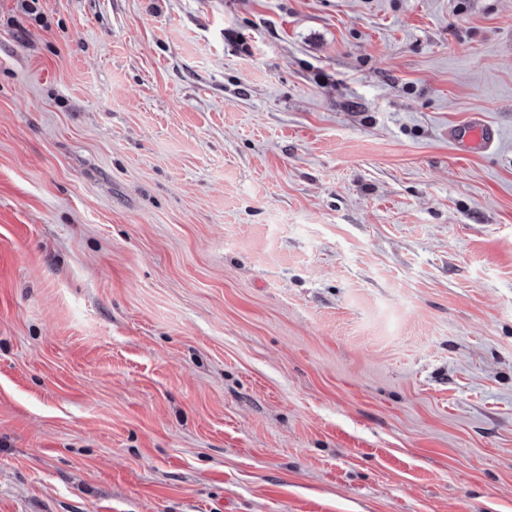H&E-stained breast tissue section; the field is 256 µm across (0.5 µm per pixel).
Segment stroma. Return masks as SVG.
Here are the masks:
<instances>
[{
    "label": "stroma",
    "mask_w": 512,
    "mask_h": 512,
    "mask_svg": "<svg viewBox=\"0 0 512 512\" xmlns=\"http://www.w3.org/2000/svg\"><path fill=\"white\" fill-rule=\"evenodd\" d=\"M0 512H512V0H0ZM448 136L453 140L462 139L467 146L474 150L489 149L496 141L495 129L482 119L475 118L460 128H452Z\"/></svg>",
    "instance_id": "1"
}]
</instances>
